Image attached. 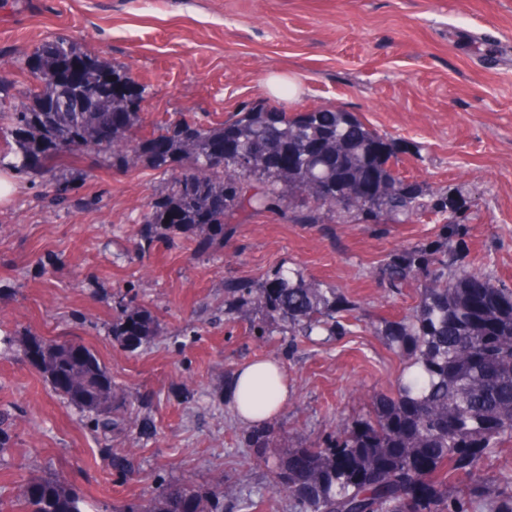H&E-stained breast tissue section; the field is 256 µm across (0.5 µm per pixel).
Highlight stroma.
I'll list each match as a JSON object with an SVG mask.
<instances>
[{
  "label": "stroma",
  "instance_id": "stroma-1",
  "mask_svg": "<svg viewBox=\"0 0 512 512\" xmlns=\"http://www.w3.org/2000/svg\"><path fill=\"white\" fill-rule=\"evenodd\" d=\"M66 39L125 65L145 89V128L186 114L205 124L263 102L288 112L343 108L386 135L397 168L427 189L462 188L468 234L459 265L512 288V0H0V77L24 102L26 56ZM279 73L303 86L294 100L262 92ZM62 198L41 177L17 174L0 202V411L14 418L0 459V502L23 480L64 475L90 512L149 495L167 479H223L260 512H290L242 440L227 384L241 364L273 359L291 397L271 420L284 439L268 449L313 445L340 418L368 413L376 393L404 374L371 322L414 306L373 271L396 249L434 239L424 217L383 231L374 224H292L279 212L237 216L223 248L187 237L136 249L150 200L165 185L140 161L116 167L95 154L65 159ZM301 268L323 288L360 302L359 320L323 344L272 336L261 345L248 319L224 318L226 280L257 281ZM130 292L160 319L151 346L113 341L117 298ZM27 335L93 349L116 384L146 393L133 439L114 453L133 465L120 477L84 414L56 395L23 358Z\"/></svg>",
  "mask_w": 512,
  "mask_h": 512
}]
</instances>
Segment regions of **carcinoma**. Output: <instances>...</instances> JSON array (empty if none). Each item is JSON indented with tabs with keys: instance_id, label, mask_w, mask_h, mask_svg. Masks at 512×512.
<instances>
[{
	"instance_id": "cac0c4a2",
	"label": "carcinoma",
	"mask_w": 512,
	"mask_h": 512,
	"mask_svg": "<svg viewBox=\"0 0 512 512\" xmlns=\"http://www.w3.org/2000/svg\"><path fill=\"white\" fill-rule=\"evenodd\" d=\"M58 38L31 53L44 77L19 104L0 96V171L48 173L62 153L93 152L114 161L133 156L169 175L149 204L137 235L140 247L188 236L202 252L224 247L236 211H279L301 197L293 224H409L425 213L442 218L436 239L395 250L374 270L390 288L421 282L417 301L399 320H378L375 329L409 368L395 395L371 399L365 418L342 419L315 448H290L278 457L271 487L288 496L294 512H512V469L491 478L477 475L482 463L512 443V289L486 274L459 270L448 257L450 241L464 233L455 193L426 192L395 168L392 143L343 109L289 114L257 105L216 126L186 117L150 135L142 128L143 99L128 70L85 52L78 79L59 85L49 76L65 48ZM109 128V144L100 143ZM361 185L369 200L351 195ZM483 284L482 292L471 288ZM224 316L247 317L250 334L265 344L274 331L291 336L345 332L344 321L360 304L334 288H321L301 269L280 267L261 281L224 282ZM152 309L128 299L112 320V336L133 352L157 339ZM49 386L68 374L84 396H59L87 417L108 442L130 438L137 407L149 396H129L88 347L51 340ZM13 417L0 414V456L9 450ZM242 435L257 462L277 438L270 427ZM471 479L468 497L455 490ZM157 493L129 500L112 512H224V482L170 481L157 475ZM18 512H88L64 479L44 476L21 485L12 501Z\"/></svg>"
}]
</instances>
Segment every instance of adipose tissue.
I'll return each instance as SVG.
<instances>
[{"mask_svg":"<svg viewBox=\"0 0 512 512\" xmlns=\"http://www.w3.org/2000/svg\"><path fill=\"white\" fill-rule=\"evenodd\" d=\"M228 396L240 421L261 422L276 415L287 403L288 379L276 361H250L235 371Z\"/></svg>","mask_w":512,"mask_h":512,"instance_id":"adipose-tissue-1","label":"adipose tissue"}]
</instances>
